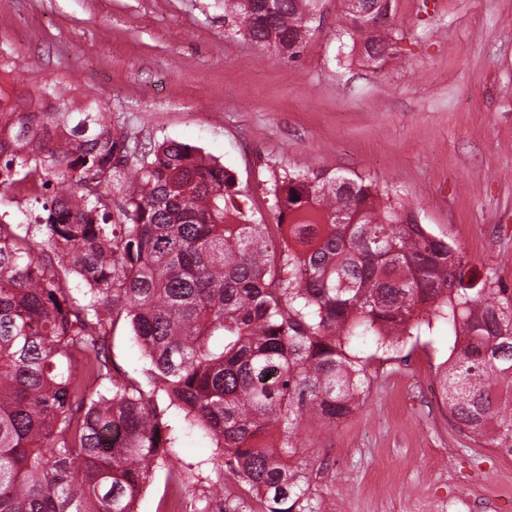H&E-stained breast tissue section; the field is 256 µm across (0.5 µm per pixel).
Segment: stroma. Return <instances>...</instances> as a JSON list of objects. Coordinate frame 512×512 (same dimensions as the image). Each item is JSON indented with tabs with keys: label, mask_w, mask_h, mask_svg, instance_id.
I'll return each instance as SVG.
<instances>
[{
	"label": "stroma",
	"mask_w": 512,
	"mask_h": 512,
	"mask_svg": "<svg viewBox=\"0 0 512 512\" xmlns=\"http://www.w3.org/2000/svg\"><path fill=\"white\" fill-rule=\"evenodd\" d=\"M341 0H321L301 56L282 59L232 32L222 0H0L15 93L47 83L77 108L105 107L140 146L176 140L235 175L243 207L276 226L269 188L283 170L357 172L389 187L470 266L512 289V0H392L393 54L363 64L341 34ZM118 372L146 361L125 322L108 338ZM454 337L432 321L395 351L361 344L370 384L330 430L307 429L295 458L309 512H512V463L459 430L438 365ZM189 478L158 471L136 512L170 493L207 496L219 457L185 434Z\"/></svg>",
	"instance_id": "1"
}]
</instances>
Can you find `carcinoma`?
<instances>
[{
    "label": "carcinoma",
    "instance_id": "carcinoma-1",
    "mask_svg": "<svg viewBox=\"0 0 512 512\" xmlns=\"http://www.w3.org/2000/svg\"><path fill=\"white\" fill-rule=\"evenodd\" d=\"M318 3L224 0V19L293 59ZM342 6L359 55L380 64L386 10ZM38 102L0 89V187L39 190L38 246L58 261L0 222V512H134L157 469L183 474L171 408L234 463L245 494L226 512H255V498L261 512H305L309 484L290 463L302 423L326 430L352 413L368 382L360 340L396 350L432 316L459 339L440 377L450 416L486 447L512 442V290L387 188L283 170L284 241L243 215L235 179L199 149L166 140L134 163L136 135L112 130L98 106ZM121 320L147 360L146 388L112 370L106 336Z\"/></svg>",
    "mask_w": 512,
    "mask_h": 512
}]
</instances>
